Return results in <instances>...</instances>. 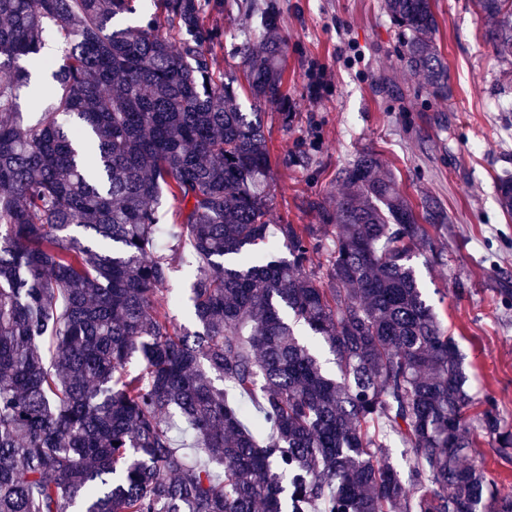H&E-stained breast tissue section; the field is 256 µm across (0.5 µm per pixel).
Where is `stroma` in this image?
<instances>
[{"label":"stroma","instance_id":"obj_1","mask_svg":"<svg viewBox=\"0 0 512 512\" xmlns=\"http://www.w3.org/2000/svg\"><path fill=\"white\" fill-rule=\"evenodd\" d=\"M277 3L295 120L283 126L270 107L263 115L271 224L314 223L309 201L334 199L340 171L363 150L378 155L413 206L436 201L450 222L431 232L443 263L426 254L415 260L423 294L456 341L475 400L494 397L512 422V218L495 189L497 175L512 172V92L496 76L482 21L470 0H434L452 87L438 102L403 68L382 0ZM207 22L222 32L216 68L243 78L239 15L217 4ZM301 146L311 157L304 168L290 163ZM195 267L184 254L168 281L167 309L182 329L195 327L188 302Z\"/></svg>","mask_w":512,"mask_h":512}]
</instances>
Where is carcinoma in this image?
Here are the masks:
<instances>
[{"label":"carcinoma","instance_id":"obj_1","mask_svg":"<svg viewBox=\"0 0 512 512\" xmlns=\"http://www.w3.org/2000/svg\"><path fill=\"white\" fill-rule=\"evenodd\" d=\"M158 2L163 18L115 30L137 0H0V512H512L472 456L479 432L512 454V426L492 397L470 417L413 266L444 213L417 215L362 152L336 200L309 202L317 223L277 225L288 256H256L272 202L261 113L214 66L211 0ZM433 2L384 9L440 101ZM471 6L512 79V0ZM237 9L250 93L288 127L276 0ZM31 67L52 68L55 94L26 127ZM496 185L512 217V173ZM166 194L197 261L194 331L161 304ZM392 436L404 478L382 458Z\"/></svg>","mask_w":512,"mask_h":512}]
</instances>
